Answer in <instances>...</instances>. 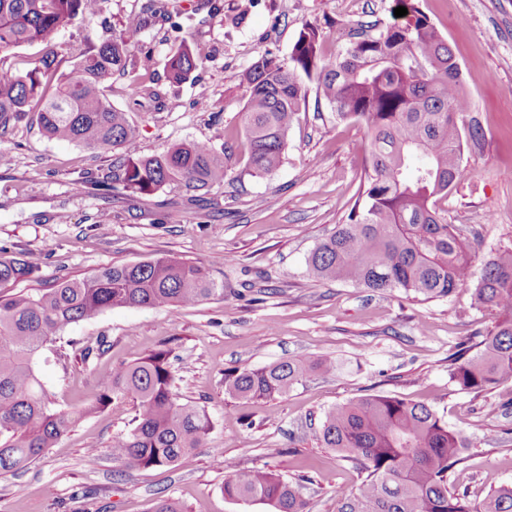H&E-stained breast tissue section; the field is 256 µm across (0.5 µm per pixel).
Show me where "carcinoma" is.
I'll use <instances>...</instances> for the list:
<instances>
[{"label":"carcinoma","instance_id":"obj_1","mask_svg":"<svg viewBox=\"0 0 512 512\" xmlns=\"http://www.w3.org/2000/svg\"><path fill=\"white\" fill-rule=\"evenodd\" d=\"M104 2L0 0V51L49 44L76 20L89 27ZM397 2L407 15L387 24H357L334 55L320 52V30L307 24L289 63L263 57L242 71L249 164L258 175L282 165L305 79L316 84L336 119L362 122L368 139L363 189L343 222L308 256V272L319 281L374 292L397 289L426 300L472 286L474 303L494 312V326L475 354L462 347L449 356L448 374L463 389L483 390L512 379V247L478 265L467 239L448 223L442 202L465 179V145L479 139L480 129L464 122L469 102L451 47L416 0ZM155 12L149 5L120 33L92 44L66 74L50 52L24 72L0 68V139L35 109L50 139L128 153L112 171V183L125 192L149 195L166 186L198 190L224 182V161L207 143L131 155L136 130L105 94L104 84L125 71L132 37ZM207 56L198 44L179 45L167 57V77L185 80ZM35 269L32 252L0 255V474L28 469L82 416L118 396L135 400L138 414L130 430L112 439L113 460L128 471L187 463L212 422L175 391L169 350L112 373L88 403L72 410L54 406L35 359L67 326L106 310L193 306L224 289L203 264L166 256L105 266L49 288L2 292ZM339 370L335 359L298 356L237 372L226 381V392L274 398L318 372ZM320 438L366 472L354 490L338 494V512H512V486L488 493L475 506L467 491L448 490V471L464 461L469 444L427 405L366 395L328 409ZM223 492L229 500L260 502L273 512H306L299 486L269 469L238 471L224 481Z\"/></svg>","mask_w":512,"mask_h":512}]
</instances>
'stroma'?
I'll list each match as a JSON object with an SVG mask.
<instances>
[{"mask_svg":"<svg viewBox=\"0 0 512 512\" xmlns=\"http://www.w3.org/2000/svg\"><path fill=\"white\" fill-rule=\"evenodd\" d=\"M177 2L132 38L130 62L106 94L137 130L136 155L206 142L224 155V183L127 196L106 180L124 153L49 139L31 114L0 139V247L41 256L36 272L15 284L18 292L165 255L206 265L221 294L190 307L115 308L72 324L36 368L56 407L69 409L98 392L113 370L167 347L176 392L207 411L213 430L186 465L127 472L111 445L131 428L137 403L113 398L29 469L0 475V512H149L161 497L186 512H270L222 492L231 473L255 468L299 482L309 512H337V492L355 489L364 474L323 446L319 423L326 410L369 394L431 406L468 437L466 462L448 473L450 490H467L477 502L512 485V380L467 391L448 375L458 343L478 346L494 321L470 289L421 301L320 282L307 271L308 255L341 223L358 190L363 125L336 121L311 89L280 169L258 176L248 163L241 71L267 53L288 62L307 24L321 28V52L334 54L365 12L391 21L396 0ZM419 6L452 47L469 99L465 118L481 129L465 148L470 173L444 206L482 260L512 245V0ZM184 41L205 45L209 57L175 84L166 58ZM89 46L77 22L51 44L0 52V67L27 70L49 48L67 71ZM146 55L154 61L153 97L132 93ZM102 338L107 352L82 361L79 347ZM302 354L350 368L315 375L275 399L226 394L237 371Z\"/></svg>","mask_w":512,"mask_h":512,"instance_id":"35a3bbf8","label":"stroma"}]
</instances>
